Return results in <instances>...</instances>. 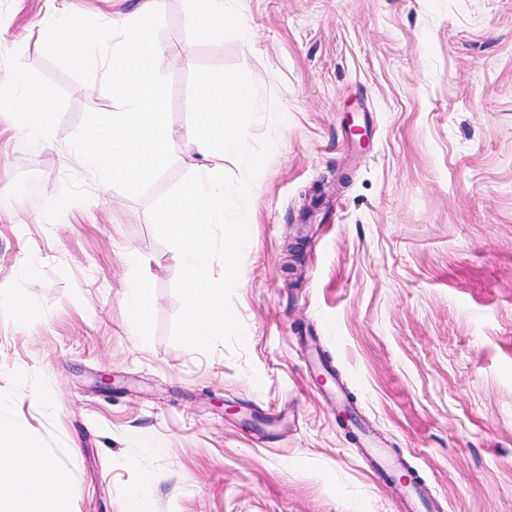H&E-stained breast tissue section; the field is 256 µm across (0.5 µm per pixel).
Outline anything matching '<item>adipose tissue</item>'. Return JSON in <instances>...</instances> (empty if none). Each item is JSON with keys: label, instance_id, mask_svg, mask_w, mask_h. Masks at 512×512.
I'll use <instances>...</instances> for the list:
<instances>
[{"label": "adipose tissue", "instance_id": "ef3b65f1", "mask_svg": "<svg viewBox=\"0 0 512 512\" xmlns=\"http://www.w3.org/2000/svg\"><path fill=\"white\" fill-rule=\"evenodd\" d=\"M8 94L27 137L36 143H49L52 125L46 114L51 92L33 87L21 75ZM69 486V473L33 446L18 425L0 424V512H58Z\"/></svg>", "mask_w": 512, "mask_h": 512}]
</instances>
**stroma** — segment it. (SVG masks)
<instances>
[{"label":"stroma","instance_id":"obj_1","mask_svg":"<svg viewBox=\"0 0 512 512\" xmlns=\"http://www.w3.org/2000/svg\"><path fill=\"white\" fill-rule=\"evenodd\" d=\"M66 3L105 23L140 0H0V85L54 91L51 144L0 112V420L70 471L69 512H398L338 388L431 512H512V0H226L220 40L166 0L172 127L193 68L239 67L248 142L274 144L232 299L246 347L208 354L170 338L180 262L149 218L198 160L175 140L140 197L84 170L69 140L114 100L44 54ZM148 291L142 282H133L126 289L124 305L129 321L139 327L146 315Z\"/></svg>","mask_w":512,"mask_h":512}]
</instances>
